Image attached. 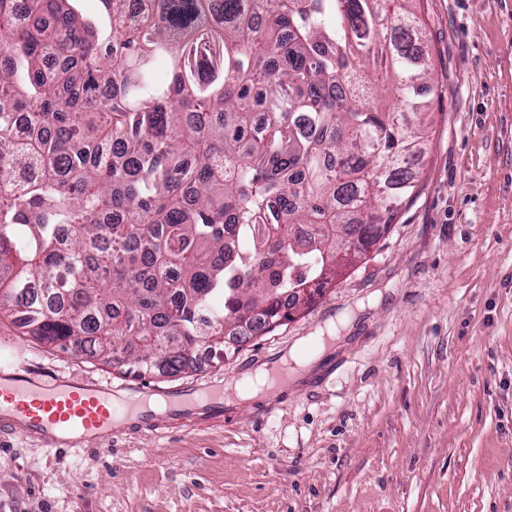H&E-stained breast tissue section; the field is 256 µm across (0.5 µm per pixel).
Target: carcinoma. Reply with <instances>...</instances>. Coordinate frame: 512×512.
Here are the masks:
<instances>
[{
  "label": "carcinoma",
  "mask_w": 512,
  "mask_h": 512,
  "mask_svg": "<svg viewBox=\"0 0 512 512\" xmlns=\"http://www.w3.org/2000/svg\"><path fill=\"white\" fill-rule=\"evenodd\" d=\"M72 2L0 0V172L21 175L0 311L23 335L194 372L414 196L435 90L414 0H94L106 31Z\"/></svg>",
  "instance_id": "1"
}]
</instances>
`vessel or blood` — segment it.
<instances>
[{
    "instance_id": "1",
    "label": "vessel or blood",
    "mask_w": 512,
    "mask_h": 512,
    "mask_svg": "<svg viewBox=\"0 0 512 512\" xmlns=\"http://www.w3.org/2000/svg\"><path fill=\"white\" fill-rule=\"evenodd\" d=\"M227 397L222 383L114 386L42 374L23 361L0 364V430L47 439L54 452L121 432L162 435L173 420L190 427L220 421Z\"/></svg>"
}]
</instances>
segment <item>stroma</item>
I'll return each instance as SVG.
<instances>
[{
    "instance_id": "obj_1",
    "label": "stroma",
    "mask_w": 512,
    "mask_h": 512,
    "mask_svg": "<svg viewBox=\"0 0 512 512\" xmlns=\"http://www.w3.org/2000/svg\"><path fill=\"white\" fill-rule=\"evenodd\" d=\"M435 94L419 187L314 302L220 366L233 379L349 316L331 368L223 423L61 453L0 433V512H512V0H415ZM119 384L22 336L0 351Z\"/></svg>"
}]
</instances>
